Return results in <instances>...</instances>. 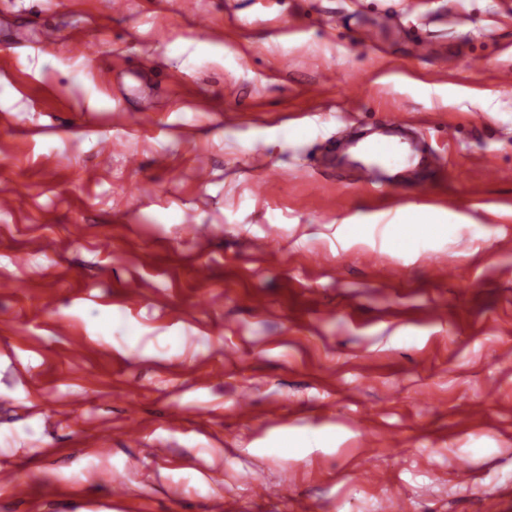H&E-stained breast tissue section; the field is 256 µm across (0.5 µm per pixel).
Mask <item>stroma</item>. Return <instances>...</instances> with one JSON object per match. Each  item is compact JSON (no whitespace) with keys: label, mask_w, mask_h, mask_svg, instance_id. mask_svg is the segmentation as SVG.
Instances as JSON below:
<instances>
[{"label":"stroma","mask_w":512,"mask_h":512,"mask_svg":"<svg viewBox=\"0 0 512 512\" xmlns=\"http://www.w3.org/2000/svg\"><path fill=\"white\" fill-rule=\"evenodd\" d=\"M1 195L0 512L512 504V0H0ZM361 150L364 154L384 158L388 162L397 157L402 162L413 163L416 157L402 142L387 137L365 140L362 142Z\"/></svg>","instance_id":"35a3bbf8"}]
</instances>
